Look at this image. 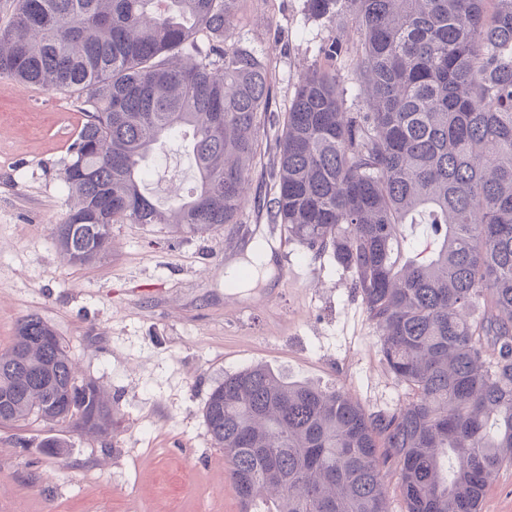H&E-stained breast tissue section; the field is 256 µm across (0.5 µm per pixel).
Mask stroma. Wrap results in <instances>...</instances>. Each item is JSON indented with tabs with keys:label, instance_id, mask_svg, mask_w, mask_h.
<instances>
[{
	"label": "stroma",
	"instance_id": "obj_1",
	"mask_svg": "<svg viewBox=\"0 0 512 512\" xmlns=\"http://www.w3.org/2000/svg\"><path fill=\"white\" fill-rule=\"evenodd\" d=\"M347 50L336 78L348 111L362 109L350 65L361 34L314 18L306 0H242L225 43L258 54L270 111L287 112L302 76L322 67L321 45ZM81 122L74 95L0 77V348L18 321L41 317L69 345L79 381L112 401V428L89 434L30 419L0 427V512H240L223 449L204 421L225 375L263 365L289 382L343 386L365 407L407 396L383 361L379 332L332 254L313 257L269 223L276 133L257 131L249 200L237 223L176 234L165 224H116L112 247L68 264L52 236L68 213L62 173ZM147 190L159 205L196 188L182 139L151 156ZM272 251L273 282L252 271L237 287L228 267ZM64 442L48 455L41 442Z\"/></svg>",
	"mask_w": 512,
	"mask_h": 512
}]
</instances>
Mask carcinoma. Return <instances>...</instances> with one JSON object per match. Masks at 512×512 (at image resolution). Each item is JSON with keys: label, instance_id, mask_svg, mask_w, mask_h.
I'll use <instances>...</instances> for the list:
<instances>
[{"label": "carcinoma", "instance_id": "cac0c4a2", "mask_svg": "<svg viewBox=\"0 0 512 512\" xmlns=\"http://www.w3.org/2000/svg\"><path fill=\"white\" fill-rule=\"evenodd\" d=\"M239 0H17L0 77L86 94L53 228L73 265L104 256L114 224L176 233L235 224L267 117L255 53L224 44ZM352 19L362 112L343 110L333 64L305 74L276 119L268 215L352 273L379 352L408 397L369 412L342 387L288 383L263 365L224 376L205 407L241 512H480L512 464V0H307ZM204 34L207 45L200 46ZM197 188L166 208L145 162L183 130ZM36 417L105 433L112 406L77 384L41 318L0 349V426Z\"/></svg>", "mask_w": 512, "mask_h": 512}]
</instances>
